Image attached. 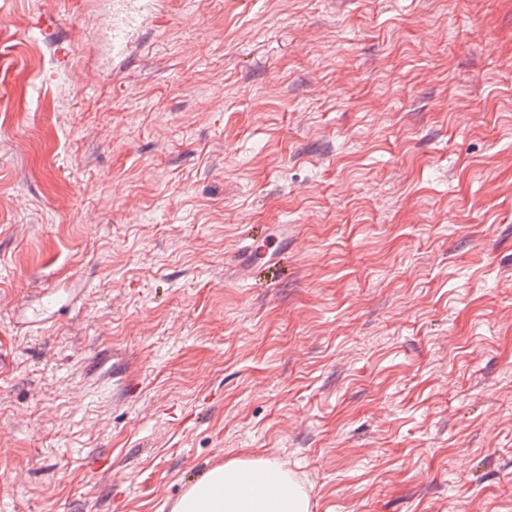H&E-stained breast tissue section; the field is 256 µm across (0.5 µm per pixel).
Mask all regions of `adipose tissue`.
<instances>
[{"instance_id": "adipose-tissue-1", "label": "adipose tissue", "mask_w": 512, "mask_h": 512, "mask_svg": "<svg viewBox=\"0 0 512 512\" xmlns=\"http://www.w3.org/2000/svg\"><path fill=\"white\" fill-rule=\"evenodd\" d=\"M308 493L275 459H235L210 468L172 512H310Z\"/></svg>"}]
</instances>
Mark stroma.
<instances>
[{
	"instance_id": "obj_1",
	"label": "stroma",
	"mask_w": 512,
	"mask_h": 512,
	"mask_svg": "<svg viewBox=\"0 0 512 512\" xmlns=\"http://www.w3.org/2000/svg\"><path fill=\"white\" fill-rule=\"evenodd\" d=\"M81 2L0 0V512H512V0ZM153 6L152 0H117L116 18L112 25V52L122 56L128 49L127 37L143 26V20ZM253 243L244 242L238 249V259L232 265V276L238 281H245L248 279L252 268L255 263L253 262L257 255L261 252L266 255L269 254L270 250L274 247L269 242H264L262 245L256 240ZM310 497L275 459H235L210 468L172 512H311Z\"/></svg>"
}]
</instances>
